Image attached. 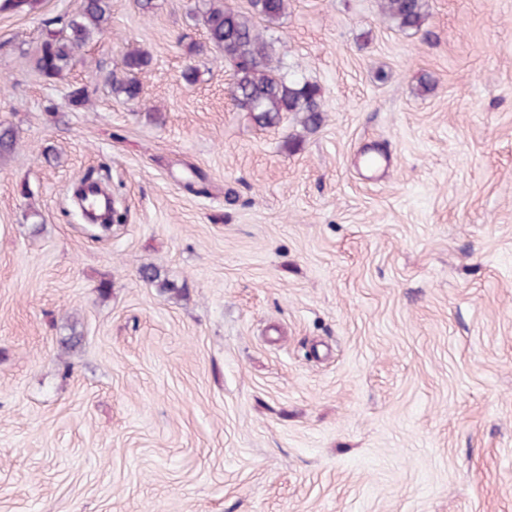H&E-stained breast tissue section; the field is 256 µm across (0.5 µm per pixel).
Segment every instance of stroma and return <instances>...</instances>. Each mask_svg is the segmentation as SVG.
Returning a JSON list of instances; mask_svg holds the SVG:
<instances>
[{"label": "stroma", "instance_id": "obj_1", "mask_svg": "<svg viewBox=\"0 0 512 512\" xmlns=\"http://www.w3.org/2000/svg\"><path fill=\"white\" fill-rule=\"evenodd\" d=\"M80 4L0 8V512H512V0H288L314 132L236 105L195 0H112L44 76ZM78 11L67 15L58 30H50L36 58L37 69L47 77L59 75L72 64L73 52L95 33L110 14L109 0H83ZM426 0H383L384 16L402 31H418L427 19ZM149 65V58L139 50L128 51L123 60L125 77L116 79L112 84V91L116 95L123 96L127 101L139 98L141 87L137 75Z\"/></svg>", "mask_w": 512, "mask_h": 512}]
</instances>
